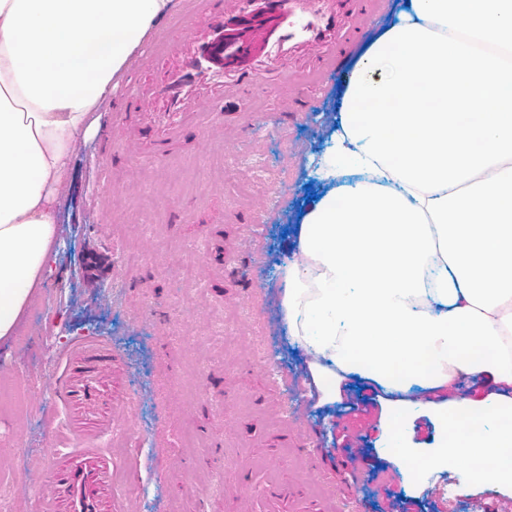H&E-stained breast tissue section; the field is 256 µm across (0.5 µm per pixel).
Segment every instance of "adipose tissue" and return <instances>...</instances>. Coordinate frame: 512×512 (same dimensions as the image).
<instances>
[{
  "instance_id": "adipose-tissue-1",
  "label": "adipose tissue",
  "mask_w": 512,
  "mask_h": 512,
  "mask_svg": "<svg viewBox=\"0 0 512 512\" xmlns=\"http://www.w3.org/2000/svg\"><path fill=\"white\" fill-rule=\"evenodd\" d=\"M171 0H0V340L55 269V204L74 145ZM512 0H400L340 76V128L284 266L292 338L323 401L356 372L388 390L464 380L489 401L433 406L416 458L406 401L385 420L417 485L449 458L512 455V426L457 433L464 412L512 416ZM355 184H345V177ZM409 443L419 459L425 457L435 446L437 431L430 412L423 408H410L404 419Z\"/></svg>"
}]
</instances>
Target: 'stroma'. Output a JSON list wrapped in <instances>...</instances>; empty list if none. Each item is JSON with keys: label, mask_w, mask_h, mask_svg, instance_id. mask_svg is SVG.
Masks as SVG:
<instances>
[{"label": "stroma", "mask_w": 512, "mask_h": 512, "mask_svg": "<svg viewBox=\"0 0 512 512\" xmlns=\"http://www.w3.org/2000/svg\"><path fill=\"white\" fill-rule=\"evenodd\" d=\"M174 2L115 77L96 112L101 134L75 145L59 200L58 268L0 343V389L24 393L22 404L0 403V476L16 486L9 512H39L53 495L66 450L53 418L56 380L66 355L102 340L117 354L99 376L113 406L73 416L91 433L114 417L126 421L111 448L117 512H470L473 500L483 512H512V491L497 482L462 489L458 460L419 490L401 476L385 489L392 393L350 373L339 401L320 403L310 358L291 344L284 319L280 266L292 260L299 216L321 187L316 170L337 125L339 76L391 25L397 0H341L331 52L299 45L262 57L259 78H225L155 162V135L124 112L129 89L161 79V46L197 20L191 0ZM214 142L231 161L211 178ZM251 153L264 158L268 182L239 164ZM141 195L156 199L164 229L130 241L120 226ZM130 243L144 257L135 268L122 265ZM191 260L198 289L174 276ZM224 316L255 343L228 363L212 336ZM409 397L416 406L404 423L422 458L437 441L423 404L444 397L416 387ZM358 456L370 465L352 481Z\"/></svg>", "instance_id": "stroma-1"}]
</instances>
